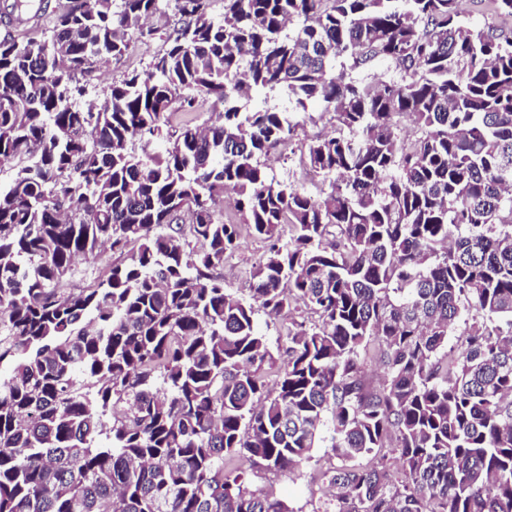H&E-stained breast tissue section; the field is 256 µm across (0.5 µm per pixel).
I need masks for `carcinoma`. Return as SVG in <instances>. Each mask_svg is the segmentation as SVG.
Here are the masks:
<instances>
[{
	"instance_id": "cac0c4a2",
	"label": "carcinoma",
	"mask_w": 512,
	"mask_h": 512,
	"mask_svg": "<svg viewBox=\"0 0 512 512\" xmlns=\"http://www.w3.org/2000/svg\"><path fill=\"white\" fill-rule=\"evenodd\" d=\"M161 2L0 37V512H296L232 461L299 477L320 442L342 465L315 512H512V33L459 0H173L166 48L80 106ZM380 61L400 77L354 76ZM195 92L223 111L171 125ZM312 102L336 120L304 153L316 195L265 163ZM226 191L267 243L247 299L218 272ZM260 312L288 317L279 364ZM112 261V252H108L103 260H79L76 264V275L63 284V288H83L91 283L97 276L102 274L106 261Z\"/></svg>"
}]
</instances>
